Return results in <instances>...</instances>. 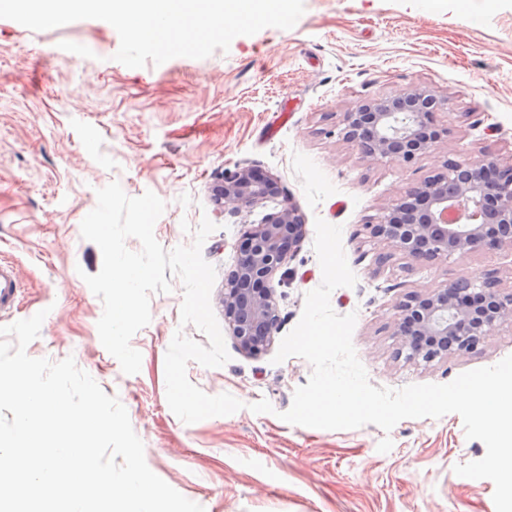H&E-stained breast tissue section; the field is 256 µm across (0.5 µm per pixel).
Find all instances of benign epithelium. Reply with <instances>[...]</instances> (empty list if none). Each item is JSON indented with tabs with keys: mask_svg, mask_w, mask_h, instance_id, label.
Instances as JSON below:
<instances>
[{
	"mask_svg": "<svg viewBox=\"0 0 512 512\" xmlns=\"http://www.w3.org/2000/svg\"><path fill=\"white\" fill-rule=\"evenodd\" d=\"M443 105L432 91L411 86L344 113L341 133L369 160L409 164L437 150L448 136L435 119ZM213 193L217 205L236 213L282 196L273 177H261L250 167L225 172ZM367 228L419 264L477 250L512 254V166L502 168L488 154L445 161L433 178L393 200L379 223ZM304 233V217L287 199L243 233L245 249H237L224 289V315L248 356L264 353L280 330L274 279L298 251ZM394 310V333L407 349L406 359L431 363L471 353L501 322L512 321V293L501 291L492 276L479 283L461 276L405 296Z\"/></svg>",
	"mask_w": 512,
	"mask_h": 512,
	"instance_id": "1",
	"label": "benign epithelium"
}]
</instances>
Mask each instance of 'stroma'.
I'll return each instance as SVG.
<instances>
[{
    "mask_svg": "<svg viewBox=\"0 0 512 512\" xmlns=\"http://www.w3.org/2000/svg\"><path fill=\"white\" fill-rule=\"evenodd\" d=\"M423 2L305 0L291 29L267 27L234 38L225 53L142 68L115 61L120 38L107 22L33 31L0 18V262L21 278L0 326L47 310L27 354L74 358L125 406L150 470L205 512H496L491 480L454 472L486 453L466 438L458 414L405 419L388 432L288 424L279 414L307 384L310 364L274 363L271 349L248 356L230 336L225 365L192 361L187 377L206 394H232L243 409L182 422L167 403L165 355L176 330L207 338L180 324L181 282L151 295V321L131 339L141 370L127 375L99 339L103 304L84 281L103 258L80 224L97 189L116 181L128 196L149 190L164 201L154 235L165 249L191 244L202 219L215 224L201 253L216 270L211 306L223 318L237 245L270 207L219 211L212 187L224 170L254 166L305 219L301 247L276 287L281 334L322 282L313 248L320 218L342 228L356 283L334 290L330 302L338 314L356 313L353 345L373 386L443 384L512 355V322L472 353L430 363L407 360L393 330L395 301L414 291L488 273L512 291V258L478 251L414 266L396 253L375 262L388 246L369 225L442 161L485 153L512 163V0ZM413 85L448 100L437 114L449 130L437 153L408 165L363 158L340 133L343 113ZM262 399L273 412L251 411Z\"/></svg>",
    "mask_w": 512,
    "mask_h": 512,
    "instance_id": "obj_1",
    "label": "stroma"
}]
</instances>
